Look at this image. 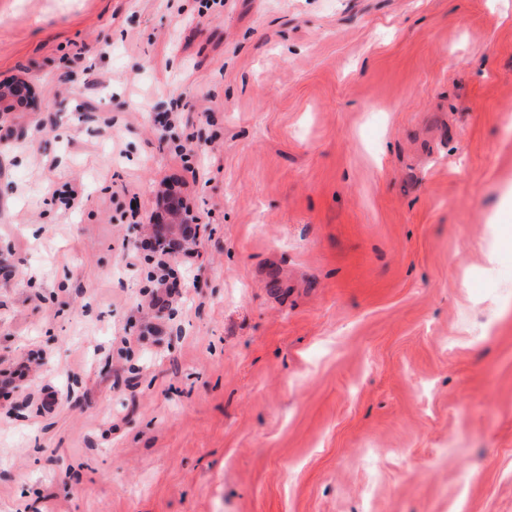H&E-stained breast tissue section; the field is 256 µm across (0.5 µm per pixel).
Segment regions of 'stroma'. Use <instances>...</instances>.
<instances>
[{
	"instance_id": "1",
	"label": "stroma",
	"mask_w": 512,
	"mask_h": 512,
	"mask_svg": "<svg viewBox=\"0 0 512 512\" xmlns=\"http://www.w3.org/2000/svg\"><path fill=\"white\" fill-rule=\"evenodd\" d=\"M16 79L0 512H512V0H0ZM0 102L10 103V108L15 106H31L35 102L33 87L27 82H15L7 86L1 84ZM163 207L168 216V221L164 224L155 225L153 228L154 240L162 244L170 242L171 246L164 248L165 254L170 257H178L186 243L183 238L191 236V234L184 233L186 215L182 208V202L176 195L169 196L163 203ZM179 245H182L183 249H179Z\"/></svg>"
}]
</instances>
